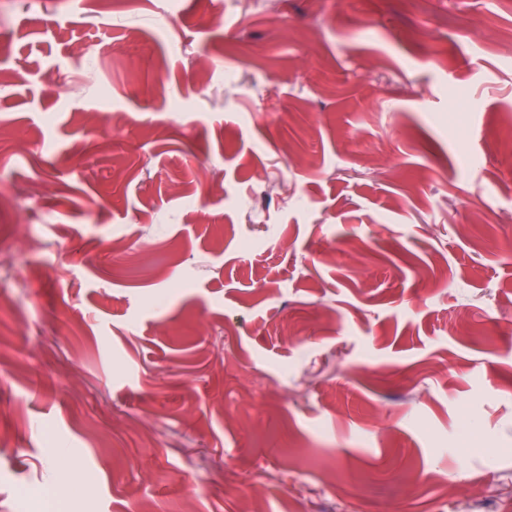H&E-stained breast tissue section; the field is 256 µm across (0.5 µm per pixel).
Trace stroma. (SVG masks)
I'll return each instance as SVG.
<instances>
[{"instance_id": "obj_1", "label": "stroma", "mask_w": 512, "mask_h": 512, "mask_svg": "<svg viewBox=\"0 0 512 512\" xmlns=\"http://www.w3.org/2000/svg\"><path fill=\"white\" fill-rule=\"evenodd\" d=\"M102 8L0 0V512H512V0Z\"/></svg>"}]
</instances>
